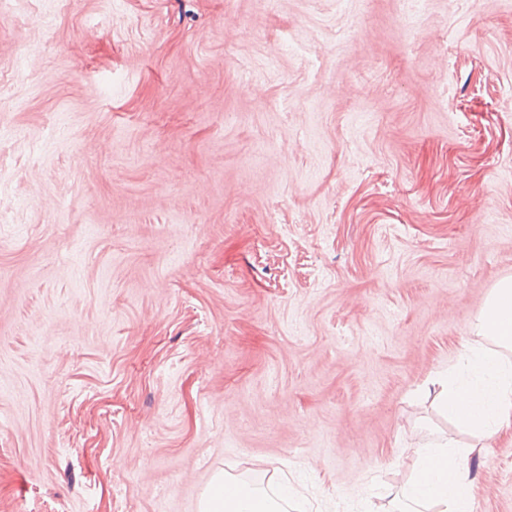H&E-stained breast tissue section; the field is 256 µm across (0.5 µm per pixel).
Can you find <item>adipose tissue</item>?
Listing matches in <instances>:
<instances>
[{"instance_id": "1", "label": "adipose tissue", "mask_w": 512, "mask_h": 512, "mask_svg": "<svg viewBox=\"0 0 512 512\" xmlns=\"http://www.w3.org/2000/svg\"><path fill=\"white\" fill-rule=\"evenodd\" d=\"M490 346L467 347L447 370L424 385L440 410L476 434V441L460 447L443 440L414 448L417 471L413 483L392 498L399 512H473L471 461L479 444L512 430V276L491 289L474 324ZM286 486L253 488L216 475L203 494L200 512H288Z\"/></svg>"}]
</instances>
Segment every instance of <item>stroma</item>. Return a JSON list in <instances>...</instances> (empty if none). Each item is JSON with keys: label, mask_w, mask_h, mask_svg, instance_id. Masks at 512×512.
<instances>
[{"label": "stroma", "mask_w": 512, "mask_h": 512, "mask_svg": "<svg viewBox=\"0 0 512 512\" xmlns=\"http://www.w3.org/2000/svg\"><path fill=\"white\" fill-rule=\"evenodd\" d=\"M0 512H387L512 275V0H0ZM512 512V434L473 463ZM225 484V485H224ZM288 488L271 485L259 489L218 474L200 501V512H287Z\"/></svg>", "instance_id": "1"}]
</instances>
